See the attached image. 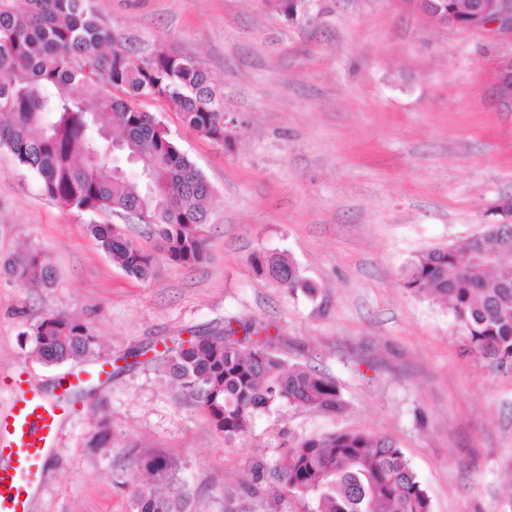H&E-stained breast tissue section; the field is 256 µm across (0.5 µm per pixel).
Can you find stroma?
<instances>
[{
	"instance_id": "stroma-1",
	"label": "stroma",
	"mask_w": 512,
	"mask_h": 512,
	"mask_svg": "<svg viewBox=\"0 0 512 512\" xmlns=\"http://www.w3.org/2000/svg\"><path fill=\"white\" fill-rule=\"evenodd\" d=\"M142 58L169 47L198 58L235 115L232 146L143 100L211 185L208 258L130 277L101 250L92 223L42 195L0 150V262L40 252L51 287L0 271V407L23 371L54 386L90 359L59 366L33 353L29 328L62 311L85 323L98 359L178 345L249 324L275 352L335 380L342 407L260 412L225 442L181 387L138 358L76 402L32 512H132L137 460L176 462L194 512L245 500L253 460L275 462L284 434L360 431L391 439L420 475L433 512H512V367L476 356L447 306L403 286L419 252L484 234L512 197V111L494 87L512 44L434 25L402 0H313L289 22L263 0H91ZM283 252L314 293L257 275L252 253ZM109 431L93 436L99 419Z\"/></svg>"
}]
</instances>
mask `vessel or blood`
<instances>
[{
	"instance_id": "vessel-or-blood-1",
	"label": "vessel or blood",
	"mask_w": 512,
	"mask_h": 512,
	"mask_svg": "<svg viewBox=\"0 0 512 512\" xmlns=\"http://www.w3.org/2000/svg\"><path fill=\"white\" fill-rule=\"evenodd\" d=\"M82 381V373H71L60 393L50 397L32 387L23 373L14 376L11 404L0 412V512H31L69 415L66 393Z\"/></svg>"
}]
</instances>
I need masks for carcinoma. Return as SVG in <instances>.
<instances>
[{"label": "carcinoma", "mask_w": 512, "mask_h": 512, "mask_svg": "<svg viewBox=\"0 0 512 512\" xmlns=\"http://www.w3.org/2000/svg\"><path fill=\"white\" fill-rule=\"evenodd\" d=\"M457 20L469 21L472 0H435ZM143 98L173 105L188 129L229 142L221 93L203 64L172 49L134 60L93 12L88 0H0V149L39 180L58 204L91 215L142 217L154 226L161 256L138 248L112 224H90L99 246L128 275L156 277L160 260L193 267L207 257L204 201L211 187L202 171L169 136ZM110 115L123 147L108 152L101 116ZM479 249L512 256V229L494 230L423 251L410 262L404 287L448 304L470 348L499 367L512 365V274L471 262ZM256 274L308 293L295 261L256 251ZM8 273L23 288L50 286L54 270L37 253ZM46 365L95 355L89 327L63 312L28 332ZM270 336L244 347L228 336H192L176 351L150 348L152 360L185 389L215 431L232 443L250 433L256 415L274 407H342L336 382L314 370L288 365ZM274 467L256 460L247 495L266 512H282L287 498L299 512H432L418 473L392 441L361 432L284 436ZM137 468L168 481L159 491L132 482L133 512H191L193 493L171 459L148 454Z\"/></svg>", "instance_id": "1"}]
</instances>
